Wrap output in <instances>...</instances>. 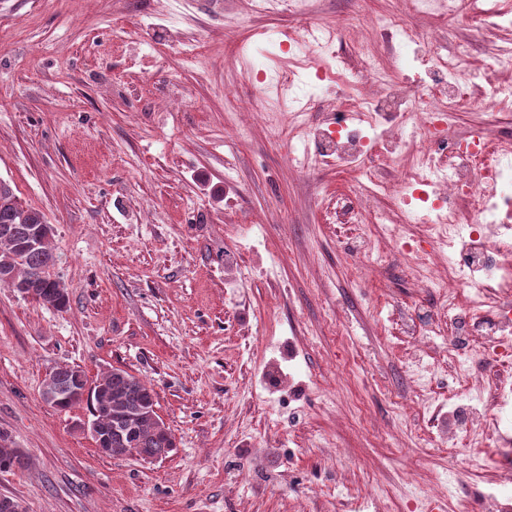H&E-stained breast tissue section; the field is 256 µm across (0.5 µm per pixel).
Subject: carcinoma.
<instances>
[{
	"label": "carcinoma",
	"instance_id": "1",
	"mask_svg": "<svg viewBox=\"0 0 512 512\" xmlns=\"http://www.w3.org/2000/svg\"><path fill=\"white\" fill-rule=\"evenodd\" d=\"M47 223L45 215L18 201L11 185L0 180V287L11 283L16 288H30L33 300L51 306L59 301L69 304V296L61 282L53 277L57 255L51 238L44 237L40 246L28 245L26 234ZM84 371L68 365L52 370L58 401L53 407L66 411L81 403L72 389ZM98 391L89 398L91 414L102 428L117 422L129 427L123 437L110 442V454H136L141 459L162 458L175 448L174 435L162 423L155 407L153 388L128 371L113 368L97 380ZM31 466V458L14 446L8 434L0 432V472H22Z\"/></svg>",
	"mask_w": 512,
	"mask_h": 512
}]
</instances>
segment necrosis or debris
<instances>
[{
  "label": "necrosis or debris",
  "instance_id": "4bbe7bcc",
  "mask_svg": "<svg viewBox=\"0 0 512 512\" xmlns=\"http://www.w3.org/2000/svg\"><path fill=\"white\" fill-rule=\"evenodd\" d=\"M287 4L306 24L297 32L275 34L280 69L270 70L260 59L251 65L258 92L273 84L288 96L286 115L272 121L278 133L287 127L288 114L310 111L323 86L332 83L334 65L342 61L335 26L313 18L316 0H251L252 10L264 15L279 13ZM466 5L479 16L482 29L512 26L507 0H410L412 12L448 19ZM367 25L396 40L399 70H421L418 92L408 93L384 66L363 55L360 82L382 87L385 96L347 98L335 128L306 126L307 140L293 167L304 172L352 168L373 153L395 175L391 185H374L367 196L385 193L392 185L401 189L399 203L408 224L418 223L416 208L427 210L432 231L423 243L449 246L446 274L428 268L416 278L453 320L447 352L455 383L437 403L448 416L443 438L466 448L471 466L481 469L490 432L512 426L506 407L512 379L477 377L468 369L476 360L512 357V142L491 143L478 135L460 139L450 135L449 124L475 88L487 107L512 108V85L498 79L499 73L512 71V40L497 47L490 76L478 86L466 47L434 53L410 27L387 15L370 18Z\"/></svg>",
  "mask_w": 512,
  "mask_h": 512
}]
</instances>
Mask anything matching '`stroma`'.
<instances>
[{"label":"stroma","instance_id":"stroma-1","mask_svg":"<svg viewBox=\"0 0 512 512\" xmlns=\"http://www.w3.org/2000/svg\"><path fill=\"white\" fill-rule=\"evenodd\" d=\"M0 0V179L54 227L58 311L0 288V430L32 459L0 472V496L26 512H414L420 485L448 484L478 506L512 472V447L490 443L475 477L467 453L436 440L414 371L447 373V337L413 344V329L447 328L416 270L434 256L398 254L380 224L344 227L327 199L362 195L368 175L289 169V135H274L247 58L261 34L298 17L255 14L250 0ZM398 13L426 46L468 45L477 70L496 37L470 9L441 22L409 0H317L352 69L367 16ZM199 61L185 62V44ZM233 87L225 95V87ZM338 80L315 104L326 123L352 94ZM512 136V111L479 98L451 133ZM381 240L374 270L351 243ZM59 364L89 380L120 368L151 385L176 436L147 462L98 450L87 404L45 403Z\"/></svg>","mask_w":512,"mask_h":512}]
</instances>
